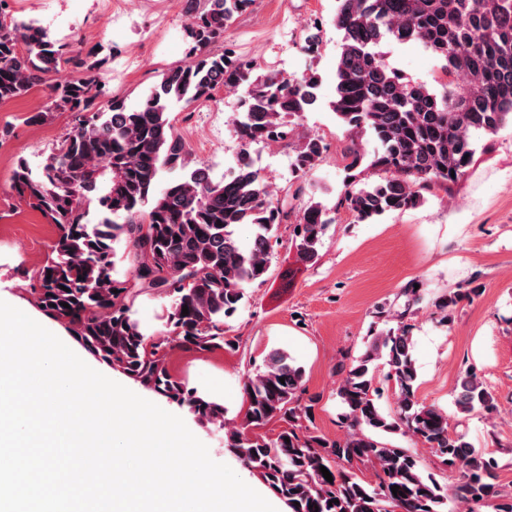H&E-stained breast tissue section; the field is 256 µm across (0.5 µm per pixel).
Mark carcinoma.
Listing matches in <instances>:
<instances>
[{"instance_id": "cac0c4a2", "label": "carcinoma", "mask_w": 512, "mask_h": 512, "mask_svg": "<svg viewBox=\"0 0 512 512\" xmlns=\"http://www.w3.org/2000/svg\"><path fill=\"white\" fill-rule=\"evenodd\" d=\"M336 2L333 23L342 44L331 108L349 133H368L375 143L369 153L352 144L347 170L366 161L385 174L372 184H359L354 174L346 181L339 204L363 222L418 206L426 183H457L474 161V134L493 135L512 124V0ZM250 3L184 0L187 61L164 72L131 107L108 97L99 75L107 61L104 46L86 51L60 43L34 22L4 12L0 0V104L45 87L49 104L30 121L52 112H70L76 121L41 172L20 159L13 173L18 197L57 230L51 256L32 275L36 305L111 368L223 430L224 446L290 512H442L450 497L469 512L485 503L495 512H512V491L495 481L496 461L450 432L447 413L419 403L409 324L380 332L349 364L337 392L347 428L341 439L312 431L315 399L303 400V371L284 351L270 353L264 370L246 374L247 407L234 426L225 421L223 405L169 373L172 347L235 349L226 320L238 311L245 287L265 281L271 241L288 219L286 200L272 196L249 147L287 145L298 180L324 150L317 136L292 137V125L316 101L317 73L258 74L254 60L227 48L209 50ZM391 40L439 57L433 84L413 83L386 62L379 47ZM64 70L68 74L60 75ZM224 87L245 88L237 121L241 149L234 174L216 177L192 160L171 114L213 100ZM165 173L170 178L160 189ZM92 207L99 214L95 224L88 219ZM331 223L322 203L303 209L294 232L297 262L317 261ZM241 224L254 226L248 246L235 234ZM121 241L130 261L122 279L114 277ZM145 292L172 298L158 337L133 317L134 302ZM382 358L397 387L393 414L373 398ZM455 406L462 413L494 408L471 371L460 379ZM272 421L281 423L274 436L256 433ZM384 433L421 441L460 470L459 482L445 490L421 473L415 455L380 441ZM355 463L378 468V484L362 480ZM322 466L333 482L323 477Z\"/></svg>"}]
</instances>
